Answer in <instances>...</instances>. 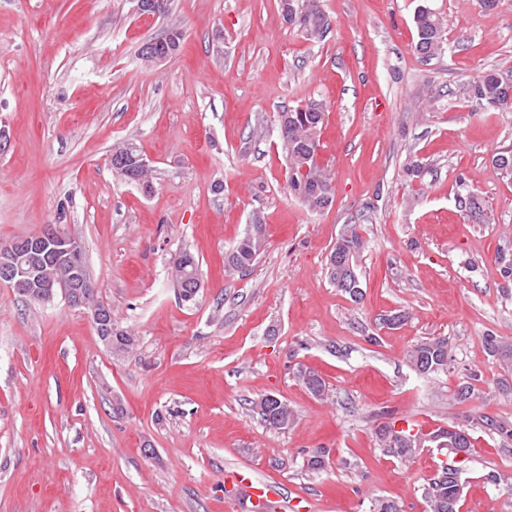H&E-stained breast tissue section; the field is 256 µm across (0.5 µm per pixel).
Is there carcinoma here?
<instances>
[{
  "label": "carcinoma",
  "mask_w": 512,
  "mask_h": 512,
  "mask_svg": "<svg viewBox=\"0 0 512 512\" xmlns=\"http://www.w3.org/2000/svg\"><path fill=\"white\" fill-rule=\"evenodd\" d=\"M281 11L288 25L300 31L309 40L319 39L329 27V21L319 6V0H280ZM417 33L416 51L428 58L438 54L443 47V25L433 10L422 4L414 13ZM474 98L488 105L512 110V81L500 73L489 71L470 87ZM326 105L311 100L303 106L282 112L278 120L281 147L288 162V190L311 212H322L333 204L334 187L325 169L316 165L319 148V130L323 123ZM139 154L132 143L123 144L112 151V170L119 176L139 184L150 186L149 171L137 168L134 157ZM458 206L477 224L488 223V216L472 193L458 194ZM266 243V225L259 216H254L243 234L225 254L226 265L233 269H247L263 253ZM365 249V241L358 231V225L345 224L327 259V276L338 291L355 303L362 300L363 292L358 274L359 259ZM86 264L85 253L62 256L48 251L43 257L45 299L51 300L57 292L69 294L68 277L71 263ZM172 277L178 288L180 299L192 303L205 288L199 259L183 250L171 258ZM486 348L492 356L502 358L505 364L512 363V345L503 343L495 336L485 338ZM448 338L434 337L414 346L409 353L412 366L422 374L430 375L448 367ZM296 378L312 395L325 394L326 383L315 370L298 366ZM471 380L458 385L455 396L459 403H465L479 394ZM261 421L272 429H284L290 423L293 412L288 403L276 398L264 397L256 404ZM380 447L394 458L411 457L417 447L416 436L404 431H394L383 425L377 430ZM439 448H447L450 454L471 450L470 434L466 428L450 425L429 434ZM430 512H459L462 496L460 469L450 461L431 478L426 488Z\"/></svg>",
  "instance_id": "1"
}]
</instances>
